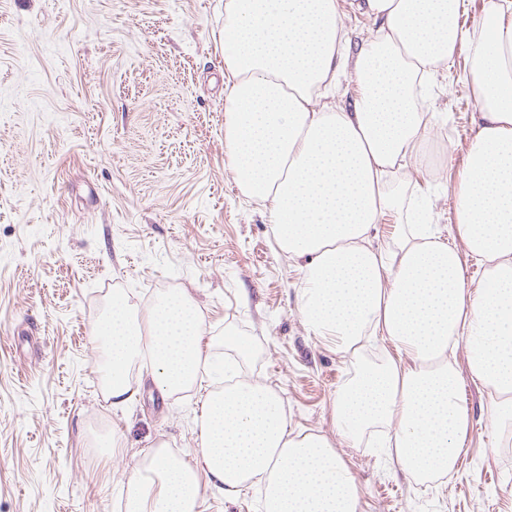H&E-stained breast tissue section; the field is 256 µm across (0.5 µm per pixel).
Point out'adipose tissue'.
<instances>
[{
	"instance_id": "ef3b65f1",
	"label": "adipose tissue",
	"mask_w": 512,
	"mask_h": 512,
	"mask_svg": "<svg viewBox=\"0 0 512 512\" xmlns=\"http://www.w3.org/2000/svg\"><path fill=\"white\" fill-rule=\"evenodd\" d=\"M464 0H360L379 21L352 44L339 0H225L224 142L240 193L260 201L282 252L306 273L300 311L337 351L371 337L403 360L362 361L336 399L342 437L359 446L376 425L410 476L451 469L469 435L448 360L469 348L474 380L494 390L489 414L512 437V0H485L479 29L458 23ZM480 110L456 188V229L488 272L470 293L463 261L432 240L424 212L392 184L416 154L429 118L417 90L461 44ZM357 91L337 104L336 77ZM399 218L392 248L374 245L386 213ZM205 324L187 291L144 316L113 292L95 334L107 348V396L134 400L130 367L149 354L152 380L175 393L199 383ZM197 464L157 446L126 480L125 512H200L206 494L262 487L261 512H359V490L321 435H294L279 395L242 383L209 391Z\"/></svg>"
}]
</instances>
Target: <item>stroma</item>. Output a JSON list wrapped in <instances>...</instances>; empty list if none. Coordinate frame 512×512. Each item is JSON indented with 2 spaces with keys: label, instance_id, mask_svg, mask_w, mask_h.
<instances>
[{
  "label": "stroma",
  "instance_id": "stroma-1",
  "mask_svg": "<svg viewBox=\"0 0 512 512\" xmlns=\"http://www.w3.org/2000/svg\"><path fill=\"white\" fill-rule=\"evenodd\" d=\"M225 0H0V512H124L123 484L157 442L199 454L203 394L141 393L114 409L94 328L113 290L138 308L177 290L194 298L208 353L224 336L252 347L237 376L281 396L295 434L327 437L355 478L359 512H512V454L486 414L487 388L465 341L448 352L471 426L452 471L406 475L382 448L338 431L336 394L377 340L342 354L300 311L305 273L283 254L264 206L241 197L224 143ZM469 47L442 65L434 115L397 178L430 207L459 254L457 185L475 133L476 95L459 82ZM106 416L117 438L97 459Z\"/></svg>",
  "mask_w": 512,
  "mask_h": 512
}]
</instances>
